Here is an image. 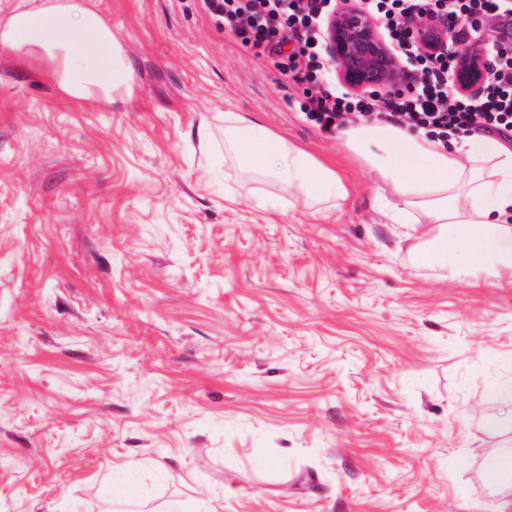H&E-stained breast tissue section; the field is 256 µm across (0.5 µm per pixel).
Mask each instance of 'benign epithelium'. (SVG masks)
I'll list each match as a JSON object with an SVG mask.
<instances>
[{
  "instance_id": "benign-epithelium-1",
  "label": "benign epithelium",
  "mask_w": 512,
  "mask_h": 512,
  "mask_svg": "<svg viewBox=\"0 0 512 512\" xmlns=\"http://www.w3.org/2000/svg\"><path fill=\"white\" fill-rule=\"evenodd\" d=\"M409 27L433 50L447 42L444 26L430 16L414 19ZM328 53L339 81L355 93L383 96L407 88L406 71L389 49L376 20L362 8L361 0H337L328 21ZM488 76L482 44L475 43L461 52L456 69L461 92L475 93Z\"/></svg>"
}]
</instances>
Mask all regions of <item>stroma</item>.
Here are the masks:
<instances>
[{
  "instance_id": "35a3bbf8",
  "label": "stroma",
  "mask_w": 512,
  "mask_h": 512,
  "mask_svg": "<svg viewBox=\"0 0 512 512\" xmlns=\"http://www.w3.org/2000/svg\"><path fill=\"white\" fill-rule=\"evenodd\" d=\"M96 4L114 103L0 49V512H512V275L418 263L200 0ZM228 111L349 204L240 171Z\"/></svg>"
}]
</instances>
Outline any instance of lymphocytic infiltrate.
Wrapping results in <instances>:
<instances>
[{
	"label": "lymphocytic infiltrate",
	"instance_id": "obj_1",
	"mask_svg": "<svg viewBox=\"0 0 512 512\" xmlns=\"http://www.w3.org/2000/svg\"><path fill=\"white\" fill-rule=\"evenodd\" d=\"M222 32L303 85L302 119L332 135L358 122L377 121L424 132L448 144L487 136L512 150V0H362L399 63L414 76L407 92L380 99L337 90L326 51L327 21L336 0H202ZM429 15L445 22L448 41L426 50L407 29ZM487 47L490 75L479 95L460 93L455 68L473 41Z\"/></svg>",
	"mask_w": 512,
	"mask_h": 512
}]
</instances>
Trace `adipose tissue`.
<instances>
[{
	"label": "adipose tissue",
	"instance_id": "ef3b65f1",
	"mask_svg": "<svg viewBox=\"0 0 512 512\" xmlns=\"http://www.w3.org/2000/svg\"><path fill=\"white\" fill-rule=\"evenodd\" d=\"M91 39L74 50L73 35ZM0 45L47 61L56 85L75 99H112L128 90L133 73L114 42L112 27L93 0H17L0 24ZM339 140L391 196L384 215L394 224H426L418 260L467 262L452 275L485 269L512 274V150L483 137L463 136L441 146L418 132L381 122L342 129ZM224 148L245 171L269 176L314 201L343 208L349 189L342 176L269 130L224 114Z\"/></svg>",
	"mask_w": 512,
	"mask_h": 512
}]
</instances>
